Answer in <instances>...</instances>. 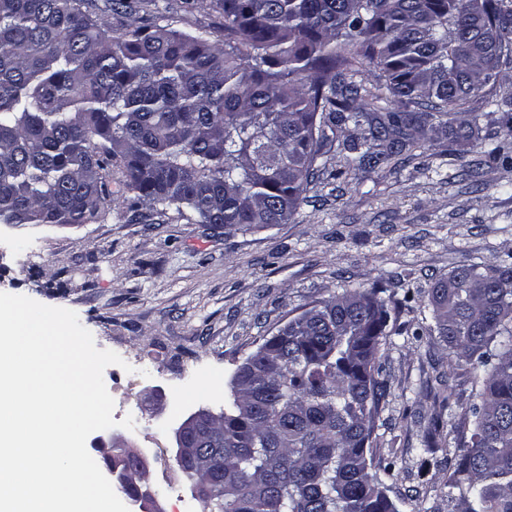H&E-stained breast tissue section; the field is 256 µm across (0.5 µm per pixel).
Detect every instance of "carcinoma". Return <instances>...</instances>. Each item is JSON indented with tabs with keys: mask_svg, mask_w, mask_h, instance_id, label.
<instances>
[{
	"mask_svg": "<svg viewBox=\"0 0 512 512\" xmlns=\"http://www.w3.org/2000/svg\"><path fill=\"white\" fill-rule=\"evenodd\" d=\"M224 40L157 17L114 34L128 0H0V224H88L121 171L140 201L247 231L298 213L336 130L367 124L357 167L474 138L470 103L497 110L512 66V0H213ZM379 73L357 83L365 60ZM488 155L508 158L512 119ZM450 358L484 366L448 459L457 512H512V263L461 265L429 295ZM388 311L350 288L288 321L232 381L212 434L206 512H398L371 473L386 394Z\"/></svg>",
	"mask_w": 512,
	"mask_h": 512,
	"instance_id": "obj_1",
	"label": "carcinoma"
}]
</instances>
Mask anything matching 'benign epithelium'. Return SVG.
Here are the masks:
<instances>
[{
	"label": "benign epithelium",
	"instance_id": "benign-epithelium-1",
	"mask_svg": "<svg viewBox=\"0 0 512 512\" xmlns=\"http://www.w3.org/2000/svg\"><path fill=\"white\" fill-rule=\"evenodd\" d=\"M216 415L200 408L187 416L175 429L176 462L187 465L184 473L190 475L200 467L205 448L195 444L197 435L211 432ZM96 449L105 461L104 475L112 487L125 494L130 512H164L159 498L147 480L150 461L140 449L134 447L121 434L108 438L98 437Z\"/></svg>",
	"mask_w": 512,
	"mask_h": 512
}]
</instances>
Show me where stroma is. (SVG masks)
Returning <instances> with one entry per match:
<instances>
[{
  "label": "stroma",
  "instance_id": "obj_1",
  "mask_svg": "<svg viewBox=\"0 0 512 512\" xmlns=\"http://www.w3.org/2000/svg\"><path fill=\"white\" fill-rule=\"evenodd\" d=\"M105 16L113 32L147 25L155 13L187 33L219 35L213 7L184 0H131ZM353 152L332 145L324 174L308 186L295 220L225 233L146 203L131 223L118 210L69 227L0 224V292L74 311L105 368L114 420L150 459L149 481L164 512H203L177 466L174 431L193 411L232 406L238 367L313 302L373 288L389 311L381 349L388 394L374 465L399 512H455L446 459L470 438L464 410L483 369L449 363L431 335L428 292L461 264L496 265L512 253V165L482 144L448 150L429 135L414 155L364 174ZM155 392L153 411L145 400Z\"/></svg>",
  "mask_w": 512,
  "mask_h": 512
}]
</instances>
